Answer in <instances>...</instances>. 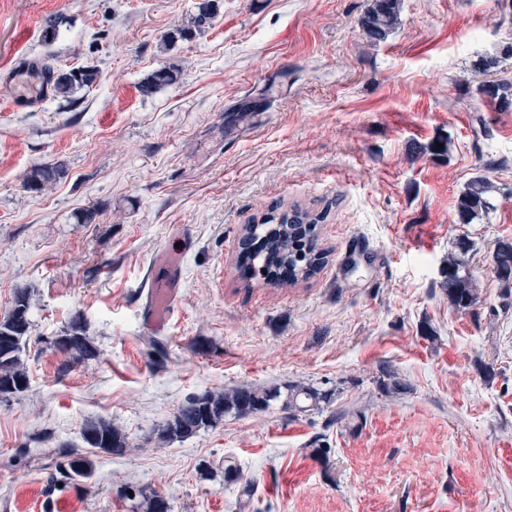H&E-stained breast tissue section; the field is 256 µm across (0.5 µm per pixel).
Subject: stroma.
<instances>
[{"mask_svg":"<svg viewBox=\"0 0 512 512\" xmlns=\"http://www.w3.org/2000/svg\"><path fill=\"white\" fill-rule=\"evenodd\" d=\"M200 2L0 0V314L25 288L31 320L29 386L0 396V512L34 481L79 489L85 512L156 495L169 512H512V307L489 258L512 240V108L472 68L512 39V0H401L379 43L358 24L369 0H217L198 28ZM45 65L99 77L42 95ZM165 65L178 81L148 88ZM41 164L60 178L27 191ZM480 174L494 208L459 223ZM295 204L324 217L323 266L288 287L245 276L246 226ZM184 225V283L153 337L142 285ZM462 238L468 308L442 286ZM75 320L96 356L59 350ZM290 384L333 396L157 438L193 396ZM96 418L123 454L84 442ZM74 448L92 478L60 473Z\"/></svg>","mask_w":512,"mask_h":512,"instance_id":"35a3bbf8","label":"stroma"}]
</instances>
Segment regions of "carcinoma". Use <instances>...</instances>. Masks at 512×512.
Returning a JSON list of instances; mask_svg holds the SVG:
<instances>
[{"mask_svg":"<svg viewBox=\"0 0 512 512\" xmlns=\"http://www.w3.org/2000/svg\"><path fill=\"white\" fill-rule=\"evenodd\" d=\"M401 0H370L359 23L373 40L380 42L387 38L395 26L400 13ZM505 54L487 53L473 61V69L489 75L496 71ZM46 82L52 86L55 95L70 96L76 89L91 86L98 79L95 69L70 71L48 70ZM178 81V71L171 66L155 70L151 77L154 87L168 86ZM480 94L494 100L499 108L512 106V83L487 81L478 87ZM59 175L58 170L47 166L30 169L24 186L40 191ZM493 183L486 177L473 178L459 195L456 203L460 223L470 224L486 214L490 208ZM279 223L249 227L243 241L244 253L239 259L246 260L253 273L270 285L294 284L313 276L324 264L326 253L320 248L315 226L322 216L307 209L295 207L278 216ZM449 301L457 307L466 308L477 299L472 275L463 268V262L455 257L448 258V273L444 282ZM30 296L27 290L16 292L11 308L0 315V394L21 393L28 387L27 371L21 360L31 328ZM60 350L76 353L81 357L96 356V350L88 340L81 322H73L65 335L58 340ZM288 409L305 412L322 402L332 399V393L313 385L291 384L287 387ZM282 396L281 387L255 388L242 386L229 391L207 392L194 397L182 405L173 418L158 433L162 442L186 438L201 429L212 427L228 413L247 416L267 410ZM84 441L92 448L110 454H121L126 448L125 436L112 423L105 420L88 421L82 428ZM92 462L83 454L67 453L63 474L69 478L84 477L91 473Z\"/></svg>","mask_w":512,"mask_h":512,"instance_id":"obj_1","label":"carcinoma"}]
</instances>
